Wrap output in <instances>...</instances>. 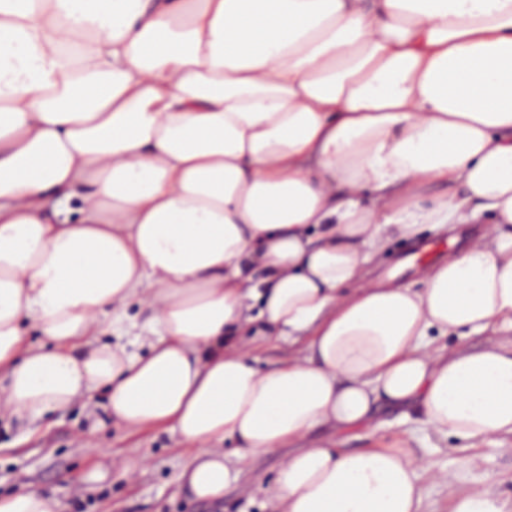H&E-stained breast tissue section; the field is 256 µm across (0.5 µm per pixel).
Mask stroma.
I'll list each match as a JSON object with an SVG mask.
<instances>
[{"label": "stroma", "mask_w": 512, "mask_h": 512, "mask_svg": "<svg viewBox=\"0 0 512 512\" xmlns=\"http://www.w3.org/2000/svg\"><path fill=\"white\" fill-rule=\"evenodd\" d=\"M478 224L448 232L424 230L415 240L396 237L372 266L373 276L420 288L424 272L476 237ZM301 336H269L254 325L246 339L252 363L270 367L297 356ZM312 439L336 438L338 447L384 445L408 451L426 468L421 481L425 512H448L455 495L493 477L502 512H512V439L479 442L435 433L413 406L381 405L369 427L334 436L316 427ZM189 455L164 427L129 432L112 424L106 396L17 420L0 415V494L33 485L55 496L62 512H272L271 494L287 449L251 458L223 499L198 502L175 477Z\"/></svg>", "instance_id": "stroma-1"}]
</instances>
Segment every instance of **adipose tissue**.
Masks as SVG:
<instances>
[{
    "mask_svg": "<svg viewBox=\"0 0 512 512\" xmlns=\"http://www.w3.org/2000/svg\"><path fill=\"white\" fill-rule=\"evenodd\" d=\"M432 181L448 190L424 199ZM485 214L489 234L422 288L364 283L390 235ZM257 318L306 337L304 355L253 365L234 339ZM106 324L128 344L100 341ZM503 327L512 0H0L10 416L102 390L116 424L191 448L176 480L198 500L286 448L280 512H423L408 454L308 436L369 425L382 403L440 434L512 436V338L428 339ZM0 512L61 504L24 485ZM493 336H475L465 328L449 334L447 336H433L434 347H448L450 349L478 346Z\"/></svg>",
    "mask_w": 512,
    "mask_h": 512,
    "instance_id": "ef3b65f1",
    "label": "adipose tissue"
}]
</instances>
